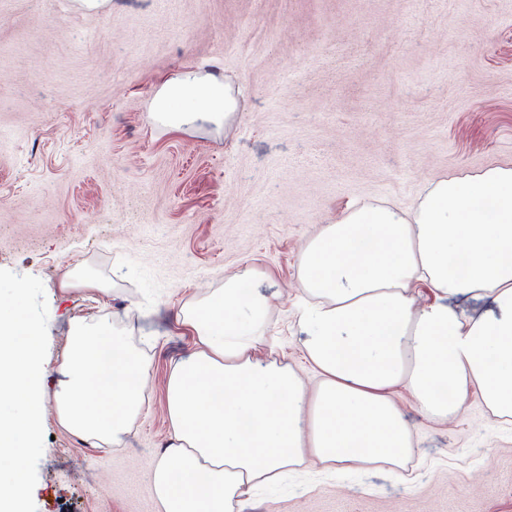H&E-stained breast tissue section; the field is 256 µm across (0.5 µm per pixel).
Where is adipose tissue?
<instances>
[{"label":"adipose tissue","instance_id":"obj_1","mask_svg":"<svg viewBox=\"0 0 512 512\" xmlns=\"http://www.w3.org/2000/svg\"><path fill=\"white\" fill-rule=\"evenodd\" d=\"M179 101L216 123L239 106L228 85L186 77L165 81L152 110L178 126ZM261 275L247 267L179 309L194 349L167 377L170 436L152 473L161 512H239L243 496L311 463L404 469L401 391L436 420L474 392L512 417V167L433 180L408 210L361 204L305 242L296 334L314 387L259 354L271 308L251 288ZM420 283L432 295L423 305ZM133 333L77 321L60 366L58 420L99 446L120 445L145 401L149 365Z\"/></svg>","mask_w":512,"mask_h":512}]
</instances>
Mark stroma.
<instances>
[{
    "label": "stroma",
    "instance_id": "35a3bbf8",
    "mask_svg": "<svg viewBox=\"0 0 512 512\" xmlns=\"http://www.w3.org/2000/svg\"><path fill=\"white\" fill-rule=\"evenodd\" d=\"M244 94L227 123L174 127L167 80ZM512 167V0H0V269L42 280L46 398L76 319L133 323L149 358L123 445L95 447L54 410L37 512H157L165 381L193 349L180 305L255 266L269 343L314 384L295 335L303 244L369 200L409 208L434 178ZM107 293L61 289L72 268ZM415 469L320 466L243 512H512V421L478 394L445 423L410 398Z\"/></svg>",
    "mask_w": 512,
    "mask_h": 512
}]
</instances>
